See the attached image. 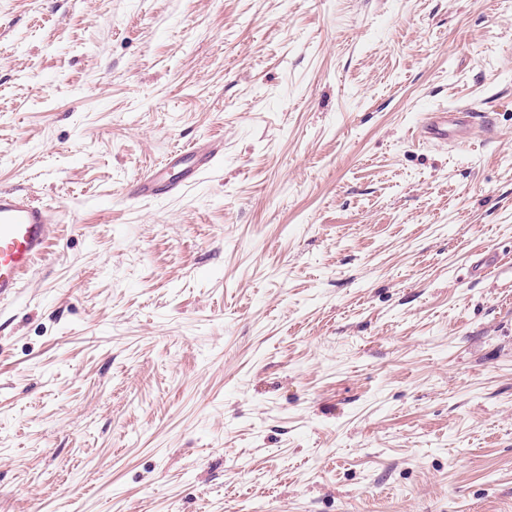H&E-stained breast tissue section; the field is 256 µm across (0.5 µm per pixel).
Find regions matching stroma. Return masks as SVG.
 Masks as SVG:
<instances>
[{
  "label": "stroma",
  "instance_id": "stroma-1",
  "mask_svg": "<svg viewBox=\"0 0 512 512\" xmlns=\"http://www.w3.org/2000/svg\"><path fill=\"white\" fill-rule=\"evenodd\" d=\"M1 186L0 512H512V0H0ZM485 119L484 112L470 108L436 109L422 117L419 132L426 140L461 144L477 124L484 125ZM221 152L220 143L173 149L154 168L134 178L127 186V195L133 200L148 201L192 186L217 162ZM170 171H177V177L168 179ZM58 234L59 224L41 202L0 189V301L19 293Z\"/></svg>",
  "mask_w": 512,
  "mask_h": 512
}]
</instances>
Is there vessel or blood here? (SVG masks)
<instances>
[{
    "label": "vessel or blood",
    "instance_id": "1",
    "mask_svg": "<svg viewBox=\"0 0 512 512\" xmlns=\"http://www.w3.org/2000/svg\"><path fill=\"white\" fill-rule=\"evenodd\" d=\"M485 119V113L470 108H442L422 117L419 132L430 141L460 144ZM221 152V145L215 143L173 149L154 168L134 178L127 186V195L148 201L192 186L217 162ZM58 234V224L41 202L27 194L0 189V301L18 294Z\"/></svg>",
    "mask_w": 512,
    "mask_h": 512
}]
</instances>
